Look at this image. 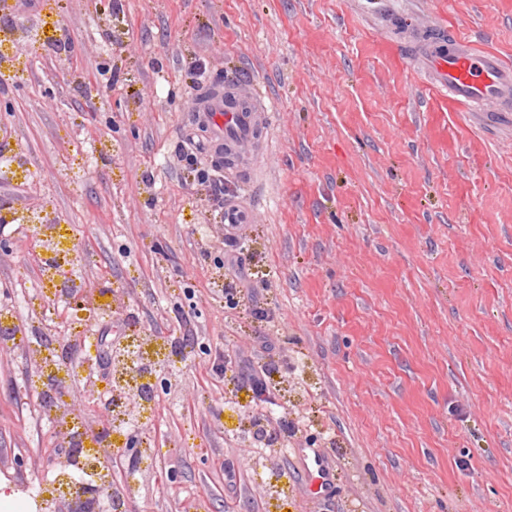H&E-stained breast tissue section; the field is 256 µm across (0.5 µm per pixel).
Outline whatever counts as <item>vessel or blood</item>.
I'll list each match as a JSON object with an SVG mask.
<instances>
[{"instance_id": "obj_1", "label": "vessel or blood", "mask_w": 512, "mask_h": 512, "mask_svg": "<svg viewBox=\"0 0 512 512\" xmlns=\"http://www.w3.org/2000/svg\"><path fill=\"white\" fill-rule=\"evenodd\" d=\"M408 41L421 62L424 81L433 90L461 106L476 128L512 134V65L473 42L446 35L437 21L413 32ZM192 110L210 125L218 147L253 145L271 125L258 89L240 79L204 91Z\"/></svg>"}]
</instances>
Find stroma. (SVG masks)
<instances>
[{
  "mask_svg": "<svg viewBox=\"0 0 512 512\" xmlns=\"http://www.w3.org/2000/svg\"><path fill=\"white\" fill-rule=\"evenodd\" d=\"M421 2L512 63V0ZM379 9L0 0V209L53 217L109 307L69 301L68 334L92 349L150 337L173 377L138 421L150 469L109 468L136 512H512V139L430 90ZM232 78L273 119L263 184L221 167L219 198L178 154L213 165L189 106ZM247 195L260 211L225 232L221 202ZM29 233H0V307L51 322ZM240 352L276 365L272 403L220 369ZM33 370L0 356V491L21 480L46 501L57 437ZM85 376L61 408L95 422ZM172 470L176 483L158 480Z\"/></svg>",
  "mask_w": 512,
  "mask_h": 512,
  "instance_id": "35a3bbf8",
  "label": "stroma"
}]
</instances>
